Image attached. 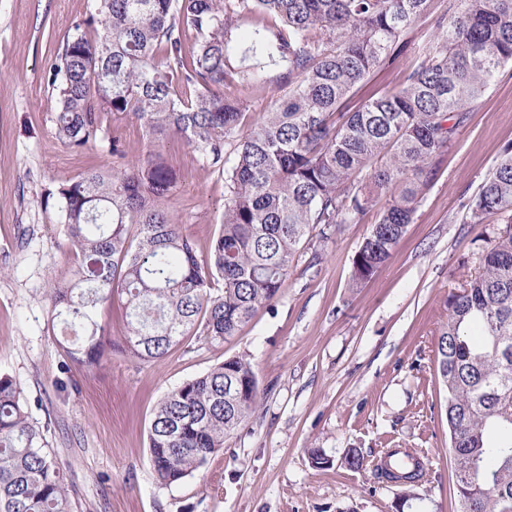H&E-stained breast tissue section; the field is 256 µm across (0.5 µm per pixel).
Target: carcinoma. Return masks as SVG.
<instances>
[{"mask_svg": "<svg viewBox=\"0 0 512 512\" xmlns=\"http://www.w3.org/2000/svg\"><path fill=\"white\" fill-rule=\"evenodd\" d=\"M426 2L91 0L49 66L58 140L86 147L107 115L125 113L150 143L179 137L203 168L224 174L227 196L201 256L169 210L178 176L159 154L126 163L114 137L112 170L90 169L49 191L74 254L71 278L48 290L52 327L72 362L100 363L98 314L116 300L126 318L117 348L139 361L164 357L195 329L215 343L237 335L280 293L308 240L329 242L384 193L354 258L353 285L380 269L471 105L512 64V0H454V15L435 19L436 43L400 87L354 103L374 69L403 56ZM235 39L252 64L233 63ZM267 68L279 70L268 85L273 105L244 128L242 104L224 89L257 83ZM464 207L470 223L504 228L488 241L482 271L450 296L440 331L448 451L460 512H512L511 149ZM259 395L244 357L168 392L148 431L158 480L179 484L203 468ZM385 477L408 486L421 474ZM73 499L21 387L0 375V512H74Z\"/></svg>", "mask_w": 512, "mask_h": 512, "instance_id": "obj_1", "label": "carcinoma"}]
</instances>
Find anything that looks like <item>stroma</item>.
<instances>
[{"mask_svg":"<svg viewBox=\"0 0 512 512\" xmlns=\"http://www.w3.org/2000/svg\"><path fill=\"white\" fill-rule=\"evenodd\" d=\"M448 3L429 0L398 65L376 69L360 98L398 88L433 44L432 20ZM89 8L90 0H0V373L23 389L77 512H459L434 359L449 297L478 275L485 240L499 230L470 223L463 203L512 147V67L474 103L402 240L369 281L353 286V259L379 218L376 206L338 225L332 241H312L278 296L224 343L195 335L159 360L113 351L84 367L52 333L47 291L68 277L74 257L46 192L88 169H112L109 137L129 159L147 155L142 126L121 114L108 116L106 139L84 149L55 135L49 59ZM155 150L180 176L171 210L207 253L224 213L223 175L203 169L180 139ZM235 356L254 366L256 411L193 477L162 485L147 451L156 406ZM313 448L333 466L314 468ZM353 448L364 457L357 470L343 463ZM390 448L427 455L414 487L379 478L376 463Z\"/></svg>","mask_w":512,"mask_h":512,"instance_id":"obj_1","label":"stroma"}]
</instances>
